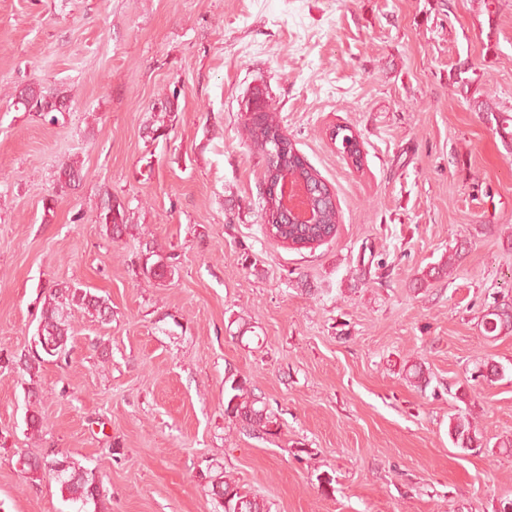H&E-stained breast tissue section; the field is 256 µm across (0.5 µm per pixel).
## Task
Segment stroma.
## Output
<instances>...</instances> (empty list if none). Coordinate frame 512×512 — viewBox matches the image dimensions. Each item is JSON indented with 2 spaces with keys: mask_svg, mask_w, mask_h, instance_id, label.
I'll return each mask as SVG.
<instances>
[{
  "mask_svg": "<svg viewBox=\"0 0 512 512\" xmlns=\"http://www.w3.org/2000/svg\"><path fill=\"white\" fill-rule=\"evenodd\" d=\"M27 82L69 90L71 110H17ZM174 92L167 137L148 139ZM252 99L335 195L322 245L264 230ZM499 116L512 0H0V512H70L51 475L18 462L54 452L98 471V512H217L218 474L270 512H500L512 333L483 327L512 305ZM336 125L358 135L360 167L329 140ZM71 161L84 178L60 187ZM111 197L131 212L117 238L96 219ZM152 250L165 277L144 266ZM59 284L112 317L69 309L67 356L27 371ZM230 371L276 435L225 416ZM459 412L482 453L449 438Z\"/></svg>",
  "mask_w": 512,
  "mask_h": 512,
  "instance_id": "obj_1",
  "label": "stroma"
}]
</instances>
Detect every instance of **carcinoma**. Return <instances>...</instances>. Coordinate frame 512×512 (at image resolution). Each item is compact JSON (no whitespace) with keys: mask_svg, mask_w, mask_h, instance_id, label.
I'll use <instances>...</instances> for the list:
<instances>
[{"mask_svg":"<svg viewBox=\"0 0 512 512\" xmlns=\"http://www.w3.org/2000/svg\"><path fill=\"white\" fill-rule=\"evenodd\" d=\"M178 91L172 95L158 100L152 106V111L159 113L156 122L147 126V137L156 140L166 135L168 124L172 122V113L178 111L175 101L178 100ZM15 105L26 112L49 114L52 112H67L71 106V95L64 89H48L39 83L31 84L15 92ZM247 139L254 149L262 156L277 150V142L285 144L281 153L282 168L276 172L264 171V179L277 181L288 174L293 180L300 181L307 178L316 181V178L305 171L301 158L294 154L295 144L291 141L272 112H265L257 107L252 115L244 122ZM58 183L61 187L79 185L82 180V168L71 163L57 172ZM129 221V208L123 201L113 199L107 201L97 216V222L106 226L111 234L121 235L127 228ZM338 213L333 208L320 210V223L313 226L306 224L288 225V236L312 228H325L329 231L337 230ZM80 307L94 311L100 317L109 314L110 307L105 300L91 294L87 290L62 285L54 290L47 306L43 309L37 337L52 338L59 343L54 355L66 353L69 338V324L64 317V309ZM486 332L495 333L502 330L512 331V314L505 307L495 306L486 314ZM224 414L238 421L242 428L258 435L277 434L279 428L275 414L269 410L263 398L256 395L250 381L239 374L230 373L224 378ZM448 436L453 444L462 449L482 448L477 429L468 416L457 413L451 416L448 424ZM67 466L56 477L61 492L67 494V500L79 505L77 512H87L86 507L97 504L103 495L101 481L95 478V471L87 469L66 457ZM211 489L219 488L230 495V504H241V512H269L266 503L244 491L233 481L226 480L217 475L210 479Z\"/></svg>","mask_w":512,"mask_h":512,"instance_id":"cac0c4a2","label":"carcinoma"}]
</instances>
